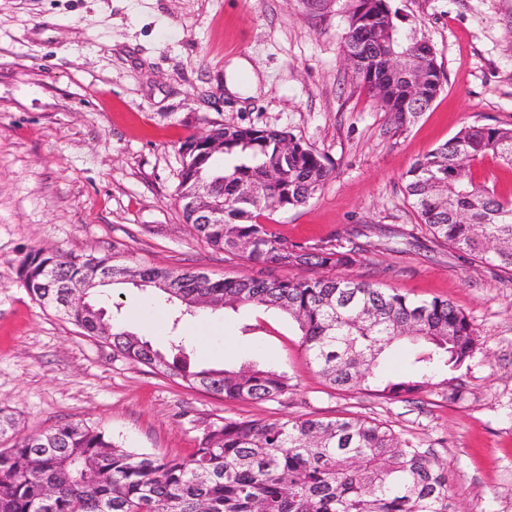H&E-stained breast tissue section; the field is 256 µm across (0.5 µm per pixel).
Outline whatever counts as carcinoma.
<instances>
[{
    "instance_id": "carcinoma-1",
    "label": "carcinoma",
    "mask_w": 512,
    "mask_h": 512,
    "mask_svg": "<svg viewBox=\"0 0 512 512\" xmlns=\"http://www.w3.org/2000/svg\"><path fill=\"white\" fill-rule=\"evenodd\" d=\"M383 34L398 54L419 41L383 0H356L345 56L383 111L402 123L429 108L444 76L436 60H428L425 83L406 100L402 72H385L380 58ZM211 132L224 138V152L189 149L195 135L180 146L178 198L205 180L224 202L222 224H194L182 210L199 239L263 267L334 269L357 262L356 252L334 239L290 243L263 224L321 191L330 169L316 150L286 130L218 126ZM488 156L512 169V126L462 127L411 165L405 193L436 242L512 274V199L467 174L470 164ZM253 187L262 193H251ZM95 267L112 268L116 282L149 288L186 314L279 310L297 325L330 388L365 390L385 402L455 394L456 373L481 345L469 317L449 300L412 299L351 277L216 279L189 268L117 265L110 255L37 248L26 256L20 277L42 308L134 362L229 400H278L292 390L291 377L271 366L198 369L178 342L162 352L109 318L93 320L85 307L97 306L93 291L84 303L66 301L62 284ZM405 340L414 345L411 374L385 377L381 358ZM16 427L15 414L0 407V439L13 440L0 448V512H454L447 468L386 423L353 412L211 423L182 459L125 448L88 424L57 423L24 436Z\"/></svg>"
}]
</instances>
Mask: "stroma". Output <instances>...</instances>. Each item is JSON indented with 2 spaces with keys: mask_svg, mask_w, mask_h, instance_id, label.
<instances>
[{
  "mask_svg": "<svg viewBox=\"0 0 512 512\" xmlns=\"http://www.w3.org/2000/svg\"><path fill=\"white\" fill-rule=\"evenodd\" d=\"M391 4L444 74L429 109L404 125L344 60L353 0H0V406L22 433L84 422L134 450L183 458L209 422L351 410L443 463L456 512H512V275L434 244L403 179L461 127L512 124V0ZM237 57L260 79L255 94L224 87ZM217 124L285 129L327 159L323 189L274 213L278 236L338 240L358 254L342 275L449 300L470 318L481 348L458 398L339 393L284 314L178 319L150 292L113 289L108 315L154 347L179 335L195 367L275 366L293 384L276 401L227 400L123 357L32 299L19 268L36 247L214 278L284 277L212 249L182 218L180 144Z\"/></svg>",
  "mask_w": 512,
  "mask_h": 512,
  "instance_id": "stroma-1",
  "label": "stroma"
}]
</instances>
